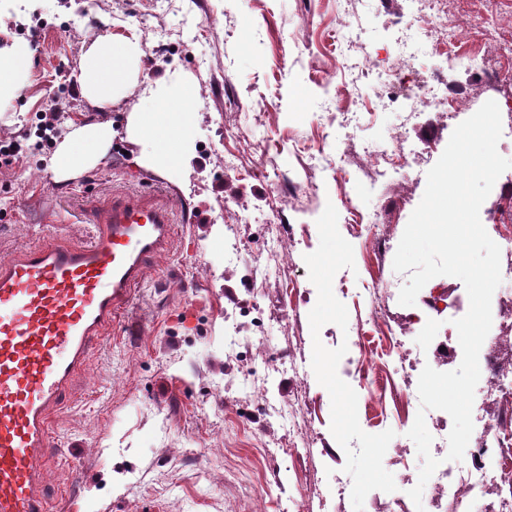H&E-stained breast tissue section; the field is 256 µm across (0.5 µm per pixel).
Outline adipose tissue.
Returning <instances> with one entry per match:
<instances>
[{"instance_id": "ef3b65f1", "label": "adipose tissue", "mask_w": 512, "mask_h": 512, "mask_svg": "<svg viewBox=\"0 0 512 512\" xmlns=\"http://www.w3.org/2000/svg\"><path fill=\"white\" fill-rule=\"evenodd\" d=\"M132 54L131 45L113 42L108 37L93 40L85 51L79 75L83 94L103 104L111 103L114 88L127 81ZM30 64L25 45L0 48V103L21 91ZM111 141L109 125L73 128L58 142L54 166L63 177L78 176L105 155Z\"/></svg>"}]
</instances>
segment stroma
Wrapping results in <instances>:
<instances>
[{
  "mask_svg": "<svg viewBox=\"0 0 512 512\" xmlns=\"http://www.w3.org/2000/svg\"><path fill=\"white\" fill-rule=\"evenodd\" d=\"M406 0H0V47L26 43L25 88L0 107V140L26 149L0 167V256L52 235L87 241L81 217L112 194L169 200L175 235L134 289L129 306L90 361L80 400L58 421L57 450L44 466L52 485L81 488L53 512H377L400 495L392 456L404 429L368 421L396 415L391 399L369 403L352 349L356 331L402 336L419 365L448 370L435 342L465 315L463 282L431 279L411 307L399 305L406 275L393 247L419 204L428 170L452 134L447 118L382 107L363 114L387 80L401 40L417 71L446 66L422 35L404 38L392 18ZM100 36L135 44L127 87L112 105L88 99L78 77ZM378 53L372 80L346 72L362 113L347 137L330 104L341 57L336 41ZM177 80L190 95L191 128L176 163L151 164L158 141L137 142L141 112ZM60 127L111 122L106 155L77 178L60 179L40 116ZM407 132L408 168L371 183L366 150ZM312 139L330 156L357 158L349 179L296 155ZM282 183L316 182L298 198L252 175L261 159ZM368 218L347 223L345 202ZM238 225V251L224 225ZM304 225L290 236L289 225ZM391 251L374 256L371 239ZM387 285L388 317L369 313L371 279ZM295 286L287 301V286ZM309 373L282 371L289 357ZM348 482L338 486L337 475Z\"/></svg>",
  "mask_w": 512,
  "mask_h": 512,
  "instance_id": "1",
  "label": "stroma"
}]
</instances>
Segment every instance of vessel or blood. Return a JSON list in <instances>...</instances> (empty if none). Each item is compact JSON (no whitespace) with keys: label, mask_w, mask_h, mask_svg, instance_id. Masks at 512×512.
<instances>
[{"label":"vessel or blood","mask_w":512,"mask_h":512,"mask_svg":"<svg viewBox=\"0 0 512 512\" xmlns=\"http://www.w3.org/2000/svg\"><path fill=\"white\" fill-rule=\"evenodd\" d=\"M85 221L90 242L0 259V512H50L54 418L174 233L170 205L150 195H112Z\"/></svg>","instance_id":"obj_1"}]
</instances>
